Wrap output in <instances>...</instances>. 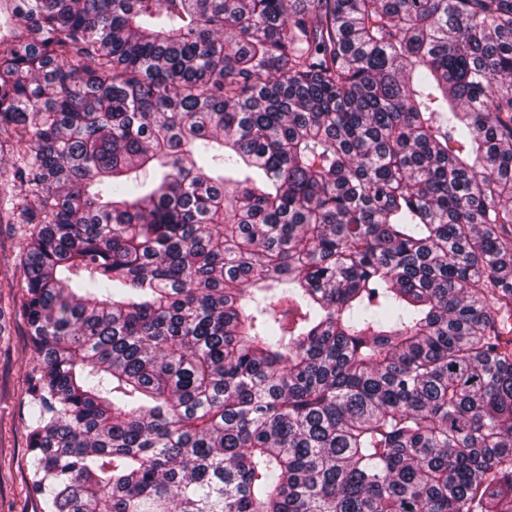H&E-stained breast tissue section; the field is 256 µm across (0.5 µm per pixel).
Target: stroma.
<instances>
[{"label":"stroma","mask_w":512,"mask_h":512,"mask_svg":"<svg viewBox=\"0 0 512 512\" xmlns=\"http://www.w3.org/2000/svg\"><path fill=\"white\" fill-rule=\"evenodd\" d=\"M20 226L0 227V512H44L31 490L30 381L41 368L22 313Z\"/></svg>","instance_id":"1"}]
</instances>
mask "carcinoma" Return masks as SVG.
I'll return each instance as SVG.
<instances>
[{
  "label": "carcinoma",
  "mask_w": 512,
  "mask_h": 512,
  "mask_svg": "<svg viewBox=\"0 0 512 512\" xmlns=\"http://www.w3.org/2000/svg\"><path fill=\"white\" fill-rule=\"evenodd\" d=\"M47 512H512V0H0Z\"/></svg>",
  "instance_id": "carcinoma-1"
}]
</instances>
